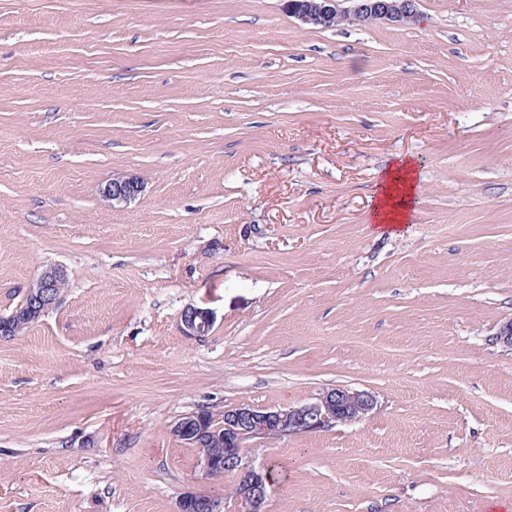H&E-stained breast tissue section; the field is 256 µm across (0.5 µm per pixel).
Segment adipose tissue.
Masks as SVG:
<instances>
[{"mask_svg":"<svg viewBox=\"0 0 512 512\" xmlns=\"http://www.w3.org/2000/svg\"><path fill=\"white\" fill-rule=\"evenodd\" d=\"M420 176L412 159L394 160L377 178V191L368 219L385 230L408 224L418 197Z\"/></svg>","mask_w":512,"mask_h":512,"instance_id":"adipose-tissue-1","label":"adipose tissue"}]
</instances>
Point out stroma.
I'll list each match as a JSON object with an SVG mask.
<instances>
[{
  "instance_id": "1",
  "label": "stroma",
  "mask_w": 512,
  "mask_h": 512,
  "mask_svg": "<svg viewBox=\"0 0 512 512\" xmlns=\"http://www.w3.org/2000/svg\"><path fill=\"white\" fill-rule=\"evenodd\" d=\"M417 9L321 29L288 0H0V316L66 274L0 340V512L224 501L171 423L336 386L377 408L252 448L266 512L512 505V0ZM399 156L419 201L379 234ZM420 176L411 158L399 157L378 173L377 191L368 221L384 230L402 229L409 223L418 197ZM141 188L137 179L117 178L104 187L102 194L107 201H112V205H114V203H127L135 199L141 192ZM63 283H65V274L62 270L49 268L43 271L26 294L29 301L27 318L36 320L44 309L52 306ZM180 321L187 336H205L213 325L211 313L196 307L185 308L181 312ZM200 508V512H220V505L212 497L197 493L194 491H186L182 494L178 501V512H193L191 510Z\"/></svg>"
}]
</instances>
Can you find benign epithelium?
Masks as SVG:
<instances>
[{"mask_svg": "<svg viewBox=\"0 0 512 512\" xmlns=\"http://www.w3.org/2000/svg\"><path fill=\"white\" fill-rule=\"evenodd\" d=\"M340 0H302L294 15L303 24L332 27L343 21L369 25L387 22L408 25L418 16V0H350L348 10L339 9ZM141 192L134 178L114 179L107 184L103 197L115 204L126 203ZM65 283V274L58 268L41 273L29 288L27 317L38 319L41 312L52 306ZM187 336H204L212 325L210 312L187 307L180 315ZM377 406L376 396L365 390L336 387L323 391L315 400L299 406L256 407L238 405L224 409L217 416L220 427L214 428L201 412L195 411L176 420L172 435L189 448H201L203 442L212 447L196 453V468L206 478L227 477L233 484V497L240 512H265L273 487L269 469L255 467L247 460L249 450L257 444L318 432L337 424L355 423ZM220 512L212 497L186 491L178 501V512Z\"/></svg>", "mask_w": 512, "mask_h": 512, "instance_id": "7a95c632", "label": "benign epithelium"}]
</instances>
